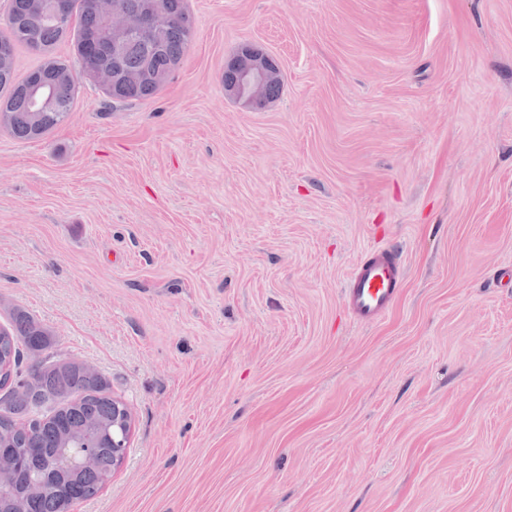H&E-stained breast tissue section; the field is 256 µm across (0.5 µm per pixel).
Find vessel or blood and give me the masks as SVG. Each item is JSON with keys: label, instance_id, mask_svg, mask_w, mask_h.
I'll return each mask as SVG.
<instances>
[{"label": "vessel or blood", "instance_id": "b4317fda", "mask_svg": "<svg viewBox=\"0 0 512 512\" xmlns=\"http://www.w3.org/2000/svg\"><path fill=\"white\" fill-rule=\"evenodd\" d=\"M403 276L404 263L395 249H382L363 259L344 286L351 314L363 324L381 318L394 302Z\"/></svg>", "mask_w": 512, "mask_h": 512}]
</instances>
